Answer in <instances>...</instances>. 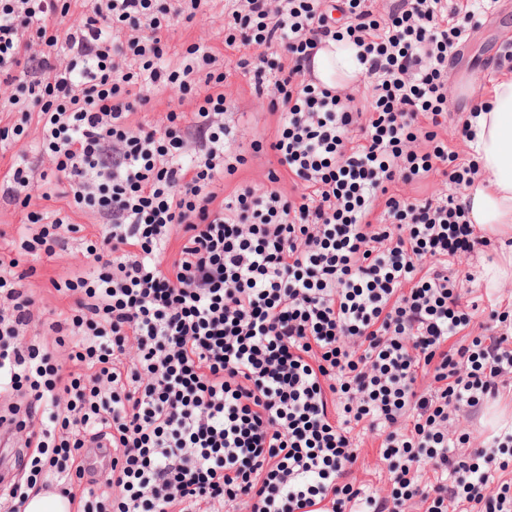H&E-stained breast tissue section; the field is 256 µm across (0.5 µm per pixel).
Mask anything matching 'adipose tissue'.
Here are the masks:
<instances>
[{
  "instance_id": "1",
  "label": "adipose tissue",
  "mask_w": 512,
  "mask_h": 512,
  "mask_svg": "<svg viewBox=\"0 0 512 512\" xmlns=\"http://www.w3.org/2000/svg\"><path fill=\"white\" fill-rule=\"evenodd\" d=\"M312 66L315 76L332 87L357 83L362 71L354 51L342 42L318 50ZM482 100L485 111L467 118L478 172L465 201L472 223L505 235L512 231V73L485 87Z\"/></svg>"
}]
</instances>
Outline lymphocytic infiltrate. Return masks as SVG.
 I'll return each mask as SVG.
<instances>
[{
	"mask_svg": "<svg viewBox=\"0 0 512 512\" xmlns=\"http://www.w3.org/2000/svg\"><path fill=\"white\" fill-rule=\"evenodd\" d=\"M498 0H0V139L38 120L35 147L64 177L67 208L27 211L0 250V393L25 476L7 512L55 490L82 512H512V423L467 424L512 381V315L478 321L459 271L491 240L463 202L477 172L444 133L448 67ZM205 15L277 117L242 150L227 74L166 35ZM357 51L366 90L315 81L320 47ZM192 112L132 116L159 92ZM277 166L227 181L249 153ZM288 174L293 193L278 187ZM442 177L443 191L394 192ZM103 226L52 280L45 311L14 249L38 260ZM183 244L169 255L173 236ZM430 379L427 391L419 376ZM381 439L384 492L353 480L355 428ZM274 162L275 160L271 153H260L252 157L249 164L239 170L235 178L227 183L225 193L229 194L238 184L264 181L268 169L276 168Z\"/></svg>",
	"mask_w": 512,
	"mask_h": 512,
	"instance_id": "lymphocytic-infiltrate-1",
	"label": "lymphocytic infiltrate"
}]
</instances>
